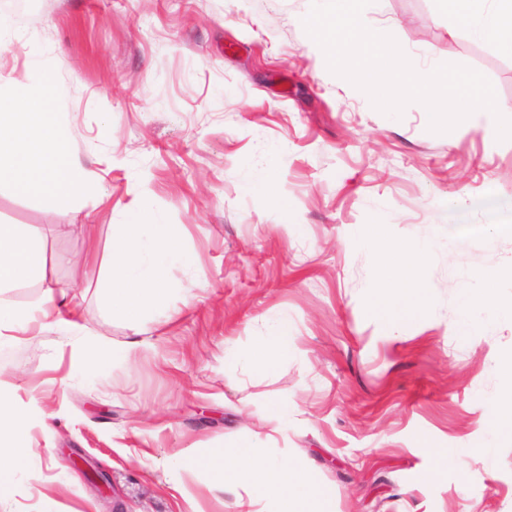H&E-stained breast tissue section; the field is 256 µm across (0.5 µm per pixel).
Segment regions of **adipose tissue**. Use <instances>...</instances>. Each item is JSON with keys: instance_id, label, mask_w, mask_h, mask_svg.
Wrapping results in <instances>:
<instances>
[{"instance_id": "ef3b65f1", "label": "adipose tissue", "mask_w": 512, "mask_h": 512, "mask_svg": "<svg viewBox=\"0 0 512 512\" xmlns=\"http://www.w3.org/2000/svg\"><path fill=\"white\" fill-rule=\"evenodd\" d=\"M446 8L464 22L474 39L512 42V0H447ZM13 94L16 109H0V179L30 195L56 199L93 195L96 186L71 156L61 116L47 109L48 98L57 94L50 76L32 70L27 82L14 85ZM429 252V243L421 241L380 268L373 308L391 326L424 308L427 289L420 270ZM186 259L171 226L156 217L151 197L143 196L126 223L112 227L111 253L99 284L106 306L131 320L159 309L168 297L163 286L166 270ZM46 261L44 241L35 231L23 224H0V345L27 328L38 312L68 332H83V324L69 317L68 302L54 289L45 290L35 311L5 300L10 289L40 277ZM498 276V271H484L487 287L480 297H464L461 335H474L482 317H512V306L502 307L493 300L490 285ZM26 422V415L0 395V447L9 458L8 463L0 462V498L10 494L16 472L36 467L38 457L24 440ZM176 464L206 476L213 487L240 489L249 507L261 503L269 512H336L315 471L287 461L259 459L248 437L240 439L230 453L219 449L201 455L184 449Z\"/></svg>"}]
</instances>
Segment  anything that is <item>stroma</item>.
Listing matches in <instances>:
<instances>
[{"mask_svg": "<svg viewBox=\"0 0 512 512\" xmlns=\"http://www.w3.org/2000/svg\"><path fill=\"white\" fill-rule=\"evenodd\" d=\"M310 0H0L12 34L0 80L31 65L60 89L69 148L100 186L56 202L0 183V223L47 248L42 277L7 292L37 306L65 292L105 358L87 371L84 339L33 324L0 345V392L35 415L37 473L17 474L0 512H108L80 455L105 473L125 512H237L172 461L231 447L311 468L336 512H512V440L487 422L506 389L512 318L458 332L464 293L494 269L512 304V140L463 125L429 131L422 104L395 117L329 72L302 25ZM406 55L469 66L512 118V46L470 38L439 0H374ZM273 180L277 197L254 192ZM174 225L189 263L171 266L165 312L109 314L98 257L142 194ZM287 208H280V200ZM433 250L423 312L390 329L371 308L380 256L363 242ZM288 352L269 375L241 361L280 319ZM287 401L278 428L265 405ZM490 452H483L484 444ZM456 451L440 466L437 452Z\"/></svg>", "mask_w": 512, "mask_h": 512, "instance_id": "obj_1", "label": "stroma"}]
</instances>
